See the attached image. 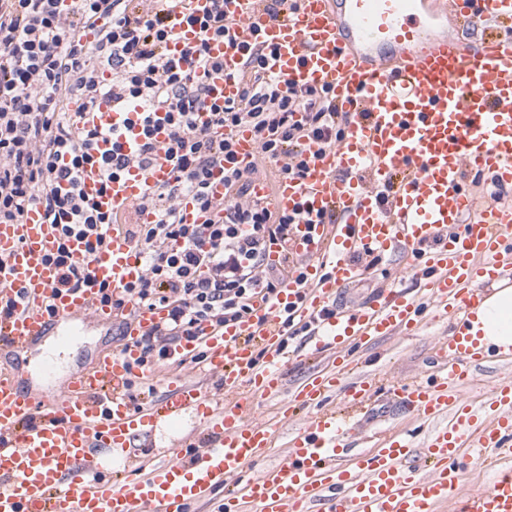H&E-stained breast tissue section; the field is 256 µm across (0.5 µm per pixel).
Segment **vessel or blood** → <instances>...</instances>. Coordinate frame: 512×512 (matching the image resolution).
Returning <instances> with one entry per match:
<instances>
[{"mask_svg":"<svg viewBox=\"0 0 512 512\" xmlns=\"http://www.w3.org/2000/svg\"><path fill=\"white\" fill-rule=\"evenodd\" d=\"M425 11L457 18L477 39L436 37ZM224 16L239 41L272 48L271 72L331 88L350 116L345 138L313 159L303 181L250 185L271 210L305 217L287 244L271 246L269 262L289 255L304 263L274 295L256 297L250 315L219 330L202 325L197 337L170 347L173 357L202 354L207 371L222 378L223 402L180 378L153 403L131 405L127 384L153 374L139 362L137 341L164 318L158 308L136 309L124 346L60 387L25 391L13 369L0 367V512H191L218 491L221 512H242L245 502L259 512H440L453 497L457 512H512L511 472L497 471L487 490L460 492L462 448L512 449V376L493 387L484 419L457 390L468 367L488 357L470 331L471 312L486 287L512 278V207L477 209L463 185L470 170L512 185V37L493 26L512 19V0H300L276 21L260 0H224ZM211 52L224 68L210 74V87L220 99L236 98L240 54L220 41ZM76 117L128 135L136 119L108 98ZM169 178L165 163L133 167L102 194L97 172L88 171L83 188L116 213ZM331 212L340 223H327ZM53 239L38 207L21 223L0 224V293L16 301L13 315L0 319V345L10 351L47 336L66 347L76 341L72 322L112 321L93 288L58 287L56 268L43 259ZM399 247L429 274L425 300L388 288L355 309L336 307L339 291L362 273L354 255ZM93 265L117 296L143 273L117 224ZM426 300L455 326L437 341L436 374L394 389V402L416 421L447 413L450 422L419 443L394 429L377 448L349 453L348 423L328 408V396L341 392L346 407L359 408L374 388L368 380L342 387L341 369L352 364L353 348L411 334ZM289 315L310 325L309 354L335 347L336 367L301 383L292 400L312 416L290 435L281 463L249 477V462L275 441L253 414L257 401L283 391L281 370L294 355L281 326ZM190 414L203 425L198 443L164 449V462L139 474L135 437Z\"/></svg>","mask_w":512,"mask_h":512,"instance_id":"b4317fda","label":"vessel or blood"}]
</instances>
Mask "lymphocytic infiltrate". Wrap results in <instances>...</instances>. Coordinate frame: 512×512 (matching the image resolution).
<instances>
[{
    "instance_id": "obj_1",
    "label": "lymphocytic infiltrate",
    "mask_w": 512,
    "mask_h": 512,
    "mask_svg": "<svg viewBox=\"0 0 512 512\" xmlns=\"http://www.w3.org/2000/svg\"><path fill=\"white\" fill-rule=\"evenodd\" d=\"M181 0H0V224H15L31 206L42 207L56 236L47 263L61 271L64 288L94 283L92 263L112 242V227L124 225L144 255L143 275L113 297L118 324L127 305L159 307L166 319L144 334L140 362L164 360L169 344L249 315L253 296L278 288L283 270L265 260L269 243L288 237L300 212L276 213L250 192L257 165L241 167L233 133L249 128L262 159L278 162L279 179H304L310 163L301 142L338 145L349 125L331 89L278 77L266 66L268 51L254 43L242 50L236 99L212 98L208 72L224 62L210 44L236 42L224 21V0H211L202 16L183 15ZM199 37L183 59L166 47L178 25ZM111 98L118 107H139V142L125 148L117 132L78 124L71 110ZM210 121L199 126L196 114ZM167 125L157 140V119ZM164 162L167 182L120 213L103 212L81 187L86 166H97L102 189L130 168ZM224 173V196L209 191L214 169ZM192 196L219 219L187 224L180 199ZM156 211L153 223L140 216Z\"/></svg>"
}]
</instances>
